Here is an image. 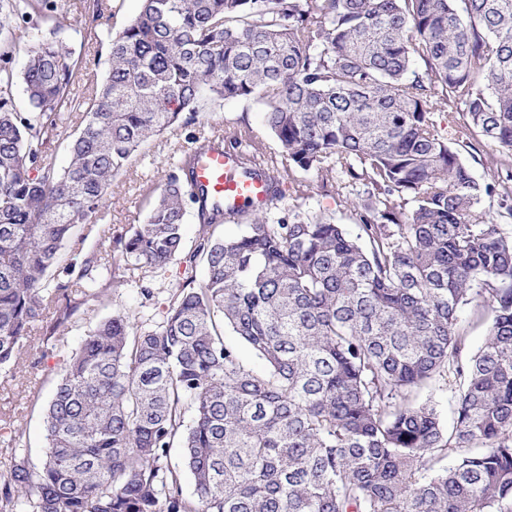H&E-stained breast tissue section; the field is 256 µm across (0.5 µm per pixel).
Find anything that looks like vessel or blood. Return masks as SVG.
I'll return each mask as SVG.
<instances>
[{"mask_svg":"<svg viewBox=\"0 0 512 512\" xmlns=\"http://www.w3.org/2000/svg\"><path fill=\"white\" fill-rule=\"evenodd\" d=\"M190 176L231 219L263 208L272 195L265 177L246 174L236 152L219 141L196 154Z\"/></svg>","mask_w":512,"mask_h":512,"instance_id":"obj_1","label":"vessel or blood"}]
</instances>
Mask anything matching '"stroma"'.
<instances>
[{
    "label": "stroma",
    "instance_id": "stroma-1",
    "mask_svg": "<svg viewBox=\"0 0 512 512\" xmlns=\"http://www.w3.org/2000/svg\"><path fill=\"white\" fill-rule=\"evenodd\" d=\"M67 15L53 33L66 42L76 59L85 65L83 76L73 88L76 97L87 94L89 85L99 82L108 69L107 48L95 40L83 39V0H62ZM264 104L245 99H228L202 113L196 126L173 127L150 140L132 159L129 168L117 176L110 190L111 205L80 225L64 248L66 262L82 266L94 256L102 267L96 275V288L104 297L92 299L83 293L84 284L76 275L59 274L68 283L74 312L59 335L45 339L53 325L45 316L32 335L31 346L19 367L0 368V454L19 452L33 468L42 464L46 442L44 408L60 381L64 361L78 350L95 325L115 313L129 316L141 331L157 329L164 319L175 286L185 274L182 263L164 268L143 265L132 257L114 254V237L125 234L144 222L153 192L163 184L170 166L191 147L192 135H211L221 131L239 149L258 161L274 163L282 193L275 203L277 211L322 212L357 233L358 218L348 203L349 190L343 189L335 175L288 170L280 149L266 130Z\"/></svg>",
    "mask_w": 512,
    "mask_h": 512
}]
</instances>
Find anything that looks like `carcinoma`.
Here are the masks:
<instances>
[{"mask_svg":"<svg viewBox=\"0 0 512 512\" xmlns=\"http://www.w3.org/2000/svg\"><path fill=\"white\" fill-rule=\"evenodd\" d=\"M85 10L78 33L95 39L112 5ZM58 11L0 0V32ZM109 61L78 99L66 43L32 39L20 73L0 51V366L20 359L43 301L54 331L73 312L67 285L40 292L112 178L211 105L263 103L288 168L372 193L350 201L355 236L321 213L263 210L217 236L224 211L189 160L170 170L115 248L155 268L202 261L207 276L178 284L156 330L120 313L91 330L45 407L41 469L14 453L0 470V512H512V234L480 208L497 194L512 215V0H141ZM444 109L461 112L457 142L494 147L492 182L432 119ZM71 112L82 125L59 170L48 145ZM472 301L492 321L464 359ZM436 383L453 390L451 431L419 400Z\"/></svg>","mask_w":512,"mask_h":512,"instance_id":"cac0c4a2","label":"carcinoma"}]
</instances>
